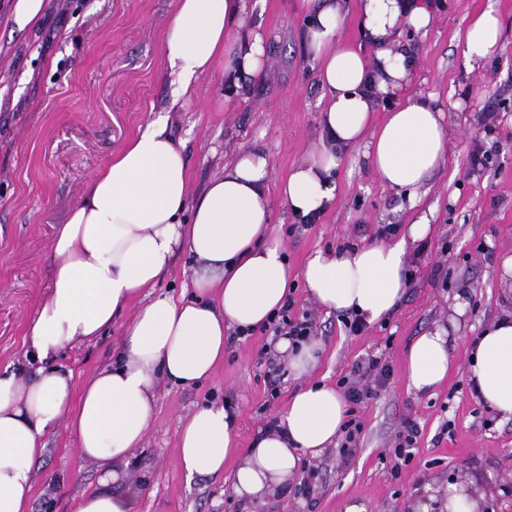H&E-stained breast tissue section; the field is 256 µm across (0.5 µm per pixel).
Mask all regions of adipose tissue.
Wrapping results in <instances>:
<instances>
[{
  "label": "adipose tissue",
  "instance_id": "adipose-tissue-1",
  "mask_svg": "<svg viewBox=\"0 0 512 512\" xmlns=\"http://www.w3.org/2000/svg\"><path fill=\"white\" fill-rule=\"evenodd\" d=\"M307 22L304 46L321 92L323 138L278 187L296 216H321L337 196L336 171L349 149L360 148L381 183L410 204L446 162L450 131L435 97L398 100L411 62L396 49L402 27L427 31L433 13L425 0H358L363 36L375 54L342 40L347 0H300ZM249 0H177L163 43L171 77V107L197 95L201 76L223 64L239 87L267 67L265 35L249 24ZM501 24L493 10L472 18L458 39L467 65L493 52ZM395 99L382 120L374 100ZM269 156L246 150L201 192H193L182 141L158 116L126 143L86 184L53 240L58 260L53 284L26 328L32 380L0 370V512H28L34 463L44 437L59 423L75 434L80 455L112 466L140 448L150 427L161 382L197 387L224 360L228 332L266 324L288 294V257L271 226ZM425 219L409 224L392 243L355 249H317L301 276L323 308L385 320L406 289L408 244L423 239ZM187 252L193 260L190 296L143 300ZM131 311L116 363L95 372L73 392L72 374L56 363L68 345L93 340ZM455 338L443 326L417 336L406 357L407 382L433 392L452 369ZM466 372L474 395L512 419V314L473 341ZM347 403L336 386L310 383L297 391L249 447L237 444L235 416L212 404L181 419L177 463L187 477L223 474L233 465L232 489L243 507L276 495L294 480L303 455L335 447ZM481 490L467 484L426 487L412 512H478Z\"/></svg>",
  "mask_w": 512,
  "mask_h": 512
}]
</instances>
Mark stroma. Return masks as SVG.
I'll list each match as a JSON object with an SVG mask.
<instances>
[{
  "label": "stroma",
  "instance_id": "35a3bbf8",
  "mask_svg": "<svg viewBox=\"0 0 512 512\" xmlns=\"http://www.w3.org/2000/svg\"><path fill=\"white\" fill-rule=\"evenodd\" d=\"M13 0H0V369L32 376L25 358V331L53 283L57 264L52 241L85 183L129 139L160 114L171 95L164 79L162 46L176 0H45L40 22L24 33L5 17ZM297 0H258L253 16L267 35L268 65L246 98L229 97L222 70L198 81L196 98L171 113L174 135L185 144L194 191L223 174L242 151L264 148L272 182L320 144V90L303 46L304 17ZM494 8L501 23L495 52L476 67L462 57L457 35L470 20ZM412 57L408 92L437 97L452 133L447 163L418 204L384 187L362 149H352L337 174L338 195L320 220L296 225L279 195L271 197V222L288 254L295 314L316 321L320 351L311 380L337 383L357 363L385 358L391 377L376 397L355 408L362 422L351 455L329 449L305 458L315 495L302 479L285 494L256 504L254 512H344L359 499L367 512H410L428 482L471 483L485 491V512H512V419L500 418L471 391L467 350L482 328L512 312V276L501 262L512 255V0H444L427 33L403 30ZM496 108L499 151L481 172L469 156L485 134L477 123L482 107ZM427 217L431 229L408 253L413 272L398 309L386 323L360 335L342 314L321 308L307 293L300 271L318 247L357 246L378 225H408ZM441 268L445 284L435 283ZM468 287L469 305L459 319L453 370L432 395L407 387L405 357L417 336L447 323L448 299ZM127 319L119 317L103 336L66 346L58 363L75 386L115 360ZM273 336L264 329L227 337L224 361L212 377L190 390L162 385L144 443L121 466L120 492L131 493L134 512H242L230 474L187 479L176 462L181 418L219 402L238 413L240 447L270 422L302 387L285 373L277 390L265 382L264 353ZM420 434L413 458L392 474L394 440L404 419ZM34 466L29 512H72L82 492L100 489L103 468L81 457L74 435L58 426L45 437Z\"/></svg>",
  "mask_w": 512,
  "mask_h": 512
}]
</instances>
